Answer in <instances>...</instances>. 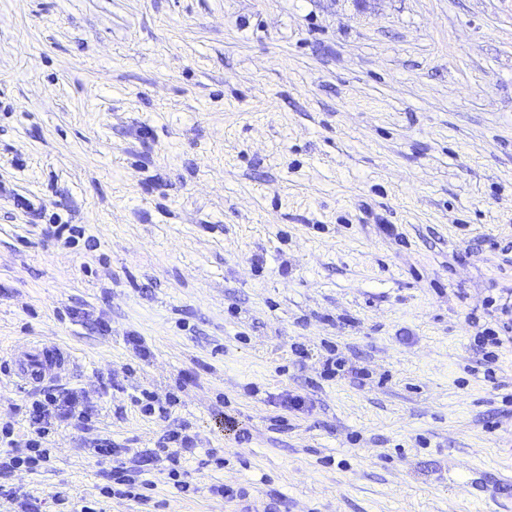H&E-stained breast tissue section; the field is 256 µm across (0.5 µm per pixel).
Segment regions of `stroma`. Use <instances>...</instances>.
I'll return each instance as SVG.
<instances>
[{
  "mask_svg": "<svg viewBox=\"0 0 512 512\" xmlns=\"http://www.w3.org/2000/svg\"><path fill=\"white\" fill-rule=\"evenodd\" d=\"M42 339L98 409L11 477L43 512H512V0H0L19 441ZM182 424L189 491L101 494L95 440ZM13 375L23 384H39L66 370L70 356L55 343L29 344L14 351Z\"/></svg>",
  "mask_w": 512,
  "mask_h": 512,
  "instance_id": "obj_1",
  "label": "stroma"
}]
</instances>
